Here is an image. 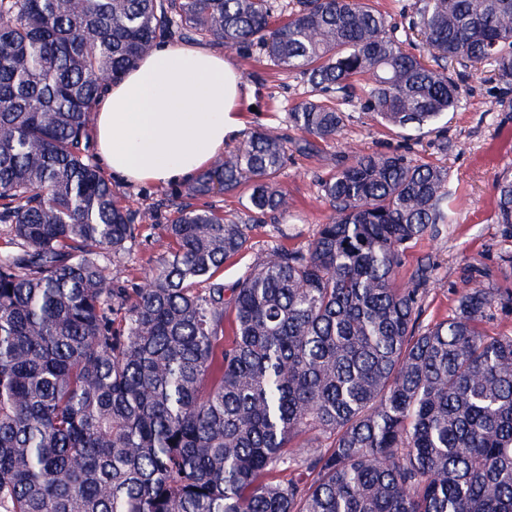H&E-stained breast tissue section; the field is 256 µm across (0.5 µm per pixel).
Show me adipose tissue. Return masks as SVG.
Segmentation results:
<instances>
[{"instance_id": "1", "label": "adipose tissue", "mask_w": 512, "mask_h": 512, "mask_svg": "<svg viewBox=\"0 0 512 512\" xmlns=\"http://www.w3.org/2000/svg\"><path fill=\"white\" fill-rule=\"evenodd\" d=\"M251 93L223 49L161 43L105 83L92 136L121 183L185 182L241 136L240 107Z\"/></svg>"}]
</instances>
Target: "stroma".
<instances>
[{
	"instance_id": "1",
	"label": "stroma",
	"mask_w": 512,
	"mask_h": 512,
	"mask_svg": "<svg viewBox=\"0 0 512 512\" xmlns=\"http://www.w3.org/2000/svg\"><path fill=\"white\" fill-rule=\"evenodd\" d=\"M413 2L370 0L371 6L396 22L394 35L403 48L422 53L425 45L408 28ZM229 55L255 88L242 109L245 134L272 128L288 138H299V131L288 122V114L308 97L306 80L295 73L272 69L257 45L246 52L230 50ZM454 69L462 75L460 102L438 125L410 137L380 125L370 113L351 107L340 137L321 143L318 156L293 155L276 178L294 204L285 219L289 237L284 245L303 248L332 214L319 182L335 171L338 159L357 152H399L420 163L447 166L454 222L447 234L418 241L408 251L398 274L403 281L420 260L435 263V279L425 301L423 319L427 322L451 313L468 276L482 277L493 288L512 289V226L494 221L496 179L502 173H512V94L505 96L495 89L489 63L460 61ZM112 188L124 205L146 214L147 219L124 266L112 268L111 273L123 278L132 271L145 277L165 249L163 227L185 201L186 186L126 185L116 181ZM250 244L248 251L225 264V287H233L255 263L267 258L274 245L270 225H253Z\"/></svg>"
}]
</instances>
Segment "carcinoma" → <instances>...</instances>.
<instances>
[{
    "label": "carcinoma",
    "instance_id": "obj_1",
    "mask_svg": "<svg viewBox=\"0 0 512 512\" xmlns=\"http://www.w3.org/2000/svg\"><path fill=\"white\" fill-rule=\"evenodd\" d=\"M0 0V512H512V336H489L512 290L471 275L426 323L429 261L397 283L407 251L451 221L448 169L355 153L321 181L333 210L304 249L277 247L234 288L224 264L250 226L180 209L142 283L114 280L143 216L90 161L106 80L160 37L264 47L312 94L289 140L255 133L187 188L247 189L249 218L285 217L275 182L315 156L350 98L419 132L456 107L460 74L488 61L512 94V0H415L405 51L365 0ZM512 224V176L496 182ZM326 437L323 452L297 444ZM296 471L282 480L277 474Z\"/></svg>",
    "mask_w": 512,
    "mask_h": 512
}]
</instances>
